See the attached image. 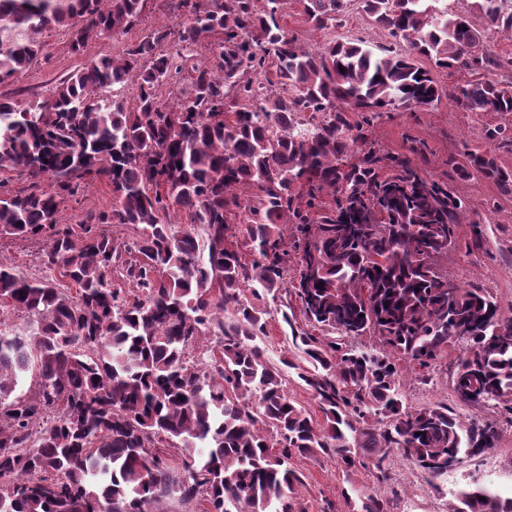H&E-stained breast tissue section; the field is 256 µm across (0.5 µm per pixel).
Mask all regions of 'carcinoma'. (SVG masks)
Instances as JSON below:
<instances>
[{"instance_id":"obj_1","label":"carcinoma","mask_w":512,"mask_h":512,"mask_svg":"<svg viewBox=\"0 0 512 512\" xmlns=\"http://www.w3.org/2000/svg\"><path fill=\"white\" fill-rule=\"evenodd\" d=\"M166 2L190 23L101 56L49 100H0V175L33 180L0 194V238L44 239L47 272L25 277L0 256V306L29 319L25 333L0 328V512H167L172 486L204 512H302L291 459L319 451L346 470L367 455L381 482L399 452L438 487L448 459L488 452L500 433L445 405H404L398 361L435 369L461 345L457 400L512 414V316L443 269L461 201L380 153L367 128L441 100L421 58L473 76L448 92L456 109L511 114L512 57L485 29L512 34V0H300L315 30L355 4L407 43L377 53L306 48L281 23L288 0ZM144 5L0 0V83L33 64L45 31L66 28L79 55L127 33ZM186 79L188 94L161 102V86ZM486 136L512 148V127ZM466 156L462 175L512 193L491 151ZM97 181L112 188L110 210L58 223ZM116 278L140 295L120 301ZM294 299L337 337L296 326ZM274 312L291 332L280 366L257 344ZM204 336L220 355L192 363ZM285 366L322 422L288 396ZM30 372L35 391L12 396ZM342 496L349 512H389L360 486ZM448 512H512V496L476 484Z\"/></svg>"}]
</instances>
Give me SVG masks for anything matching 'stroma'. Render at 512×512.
Instances as JSON below:
<instances>
[{
  "mask_svg": "<svg viewBox=\"0 0 512 512\" xmlns=\"http://www.w3.org/2000/svg\"><path fill=\"white\" fill-rule=\"evenodd\" d=\"M168 20L162 0H146L139 23L122 38L91 40L79 55L71 52L66 29H52L43 36L44 45L37 61L18 78L0 85V98H45L55 83L74 70L102 55L137 43L147 32ZM284 23L312 49L320 48L333 38L360 40L374 51L396 44L386 30L355 10L346 13L336 27L315 32L305 23L298 0H290ZM498 124L512 126V114L461 112L444 99L430 108L384 113L370 127L369 136L395 156H407L412 150H420L416 162L422 175L448 182L456 196L466 203V210L459 216L456 242L445 262L448 274L462 285L486 289L507 307L512 305V194H501L493 183L481 176L462 179L455 172L466 150L487 148L484 130ZM111 204L112 195L105 183L84 185L65 203L58 221L81 224L88 213L109 209ZM476 235L481 237L483 246L468 251L467 245ZM43 246L40 239L0 238V255L23 275L39 277L44 273L40 261ZM401 392L412 407L445 404L462 420L495 421L500 431V441L493 451L497 459L495 467L482 466L477 457L464 458L459 468L449 471L447 481L434 488L411 461L398 455L388 460L391 478L385 483L377 481L369 467L357 469L348 479L328 457L296 456L291 465L302 475L297 499L305 512H348L341 491L351 482L365 485L370 493L391 500L393 512H448L454 492L473 481L512 492L511 414L501 409L460 404L451 390L449 376L439 369L425 374L404 366Z\"/></svg>",
  "mask_w": 512,
  "mask_h": 512,
  "instance_id": "35a3bbf8",
  "label": "stroma"
}]
</instances>
